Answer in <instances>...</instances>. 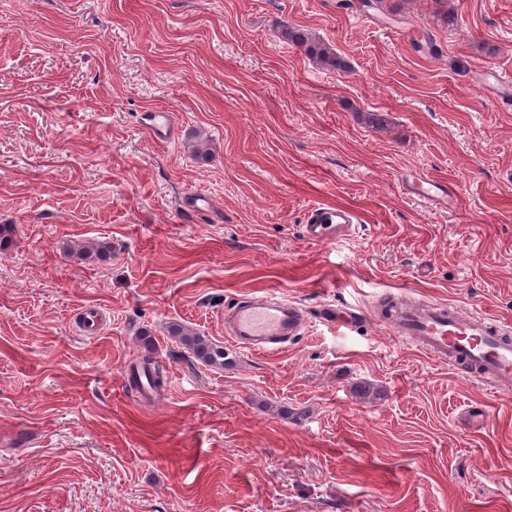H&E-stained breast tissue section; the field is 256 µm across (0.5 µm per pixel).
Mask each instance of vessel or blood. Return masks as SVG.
<instances>
[{"instance_id": "obj_1", "label": "vessel or blood", "mask_w": 512, "mask_h": 512, "mask_svg": "<svg viewBox=\"0 0 512 512\" xmlns=\"http://www.w3.org/2000/svg\"><path fill=\"white\" fill-rule=\"evenodd\" d=\"M355 211L343 205H318L306 216L304 234L327 243L350 233ZM307 312L274 294L250 296L231 308L226 332L242 348L273 352L299 335ZM389 322L396 336L432 358L499 390L512 387V335L483 314L463 312L442 302L393 309Z\"/></svg>"}]
</instances>
